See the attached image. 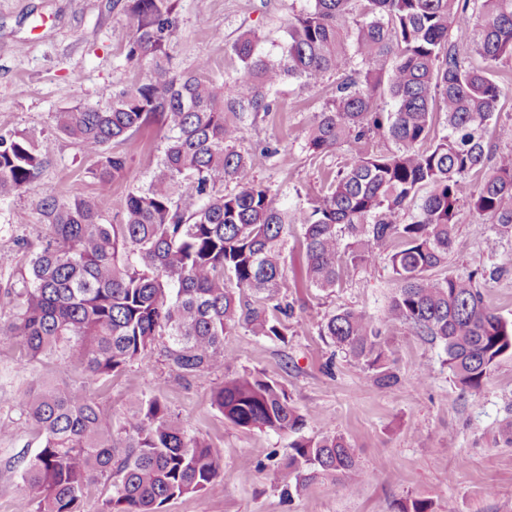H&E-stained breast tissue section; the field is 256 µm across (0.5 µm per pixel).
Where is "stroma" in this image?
Instances as JSON below:
<instances>
[{
	"label": "stroma",
	"mask_w": 512,
	"mask_h": 512,
	"mask_svg": "<svg viewBox=\"0 0 512 512\" xmlns=\"http://www.w3.org/2000/svg\"><path fill=\"white\" fill-rule=\"evenodd\" d=\"M308 5L309 0H178L179 33L169 51L172 71L189 75L205 60L208 79L223 85L240 71L231 45L243 32H254L262 51L277 53L288 20ZM133 33L128 0H0V132L53 142L39 176L0 204V325L14 320L10 291L21 288L28 253L45 241L47 227L33 216L43 195L95 200L110 219L120 199L147 185L157 170L165 131L149 126L124 144L127 171L111 197H98L88 173L91 158L56 129L57 112L104 105L109 91L144 80L146 61L126 57ZM495 78L503 95L497 126L487 136L491 169L512 156V139L498 134L499 126L512 125V58L497 65ZM335 86L332 77L317 86L285 81L276 92V109L247 124L240 147L250 153L256 180L270 187L276 203L316 198L326 176L353 154L350 143L321 158L305 149L313 115ZM267 146L277 148V155L267 157ZM17 211L30 213V223H13ZM476 268L492 272L483 288L485 299L512 321V232L474 213L457 228L443 272L464 277ZM397 287L380 258L344 268L331 291L287 285L284 293L297 306L285 341L237 330L224 341L233 358L185 382L156 351L109 380H88L78 372L70 378L115 411L134 393L158 396L179 423L219 449L222 481L170 500L163 512H398L413 498L429 499L434 512H512V356L500 359L480 391H461L440 343L405 325H385L388 300ZM341 308L384 324L392 366L401 377L393 392L379 393L353 358L321 336L320 322ZM422 363L430 377L420 388L414 371ZM59 364L54 357L29 359L21 343L0 344V425L7 429L0 435V512H15L26 489L21 460L39 448L24 393L36 382L54 379ZM246 369L285 386L306 418L304 435L336 432L346 438L362 471L358 484L325 475L297 496L266 483V468L285 462L290 436L237 427L211 404L213 389Z\"/></svg>",
	"instance_id": "1"
}]
</instances>
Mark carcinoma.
Here are the masks:
<instances>
[{
	"mask_svg": "<svg viewBox=\"0 0 512 512\" xmlns=\"http://www.w3.org/2000/svg\"><path fill=\"white\" fill-rule=\"evenodd\" d=\"M309 2L288 22L277 59L259 50L256 35L240 36L231 46L240 72L217 87L203 79L205 61L187 76L168 65L179 30L176 0H129L135 31L127 57L147 60V76L104 107L73 106L56 116L58 132L92 158L103 198L126 173L116 146L147 125L167 136L158 171L121 199L118 222L83 197L50 193L36 204L49 237L29 256L16 321L0 327V341L19 340L31 359L58 353L62 360L55 380L27 391L40 448L23 467L33 491L21 499L23 512H78L100 484V512H161L221 480L217 449L188 434L160 399L138 395L114 414L69 374L108 379L160 343L171 371L186 379L234 358L224 339L239 327L285 340L294 303L279 296L287 279L281 254L292 224L302 229V277L321 291L336 287L343 267L384 257L399 283L387 323L441 342L462 391L481 390L512 355V323L478 287L485 271L436 274L469 213L512 230V160L486 169L487 131L502 96L493 71L512 57V0H364L353 37L341 19L357 0ZM470 10L481 18L474 28ZM468 46L482 64L471 61ZM356 57L363 76L336 84L305 144L318 158L351 141L354 156L316 199L278 206L238 148L243 119L272 112L285 80L318 85L348 72ZM381 97L393 110L375 107ZM437 109L446 112L439 138L432 136ZM377 140L397 150L375 153ZM51 152L48 140L1 132L0 203L36 178ZM480 172L476 187L471 177ZM411 208L412 220L399 222ZM320 332L357 359L379 392L399 385L388 338L371 317L341 309ZM212 402L244 429L297 433L305 425L286 388L252 371L224 381ZM325 474L349 484L361 478L354 449L339 434L294 439L266 480L299 495Z\"/></svg>",
	"mask_w": 512,
	"mask_h": 512,
	"instance_id": "obj_1",
	"label": "carcinoma"
}]
</instances>
